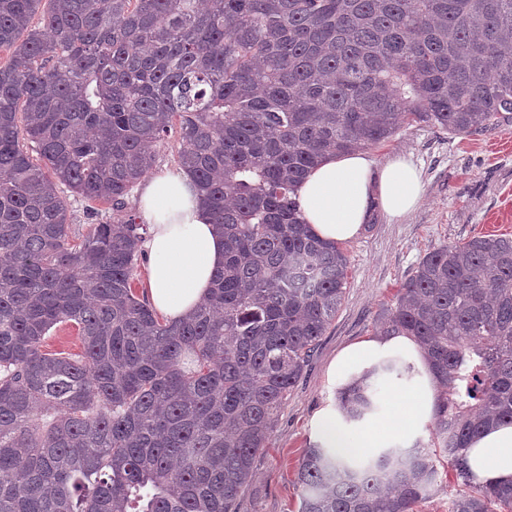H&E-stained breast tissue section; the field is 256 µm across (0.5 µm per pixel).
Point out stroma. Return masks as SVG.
<instances>
[{"label":"stroma","instance_id":"1","mask_svg":"<svg viewBox=\"0 0 512 512\" xmlns=\"http://www.w3.org/2000/svg\"><path fill=\"white\" fill-rule=\"evenodd\" d=\"M367 152L379 165L395 156L417 165L424 200L399 223L374 211L364 231L344 243L345 297L256 457V476L243 491L238 512H298L297 470L310 444V420L328 398L326 366L342 346L380 333L387 309L425 254L484 234L489 224L512 235V125L456 136L413 123Z\"/></svg>","mask_w":512,"mask_h":512}]
</instances>
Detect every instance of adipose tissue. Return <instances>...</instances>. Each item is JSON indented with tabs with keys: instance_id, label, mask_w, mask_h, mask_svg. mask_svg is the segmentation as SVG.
Listing matches in <instances>:
<instances>
[{
	"instance_id": "adipose-tissue-1",
	"label": "adipose tissue",
	"mask_w": 512,
	"mask_h": 512,
	"mask_svg": "<svg viewBox=\"0 0 512 512\" xmlns=\"http://www.w3.org/2000/svg\"><path fill=\"white\" fill-rule=\"evenodd\" d=\"M422 172L404 157L376 165L365 152L331 158L316 166L300 185L297 200L305 221L322 240L356 238L371 206L402 220L420 205ZM150 227L144 244V292L164 319L184 318L203 302L213 275L224 265V237L212 224L189 174L178 167L147 178L137 201ZM411 368L413 383L388 387L379 411L350 419L344 405L353 388L373 383L389 360ZM329 397L310 422L314 445L343 457L368 448L417 444L435 417L439 387L419 345L403 335L377 334L340 348L325 371ZM468 463L477 483L512 482V423L493 424L469 444Z\"/></svg>"
}]
</instances>
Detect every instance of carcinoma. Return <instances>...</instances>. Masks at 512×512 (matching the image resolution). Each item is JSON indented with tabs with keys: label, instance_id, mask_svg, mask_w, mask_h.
I'll return each instance as SVG.
<instances>
[{
	"label": "carcinoma",
	"instance_id": "1",
	"mask_svg": "<svg viewBox=\"0 0 512 512\" xmlns=\"http://www.w3.org/2000/svg\"><path fill=\"white\" fill-rule=\"evenodd\" d=\"M2 49L0 512H237L347 285L298 185L411 123L509 122L512 0H0ZM172 137L224 229L215 287L175 322L135 292L148 226L98 208L125 210ZM61 325L80 352L44 350ZM383 325L439 380L434 449L356 468L311 445L299 512H414L438 454L464 488L449 512H512V483L465 458L512 423V237L427 253Z\"/></svg>",
	"mask_w": 512,
	"mask_h": 512
}]
</instances>
